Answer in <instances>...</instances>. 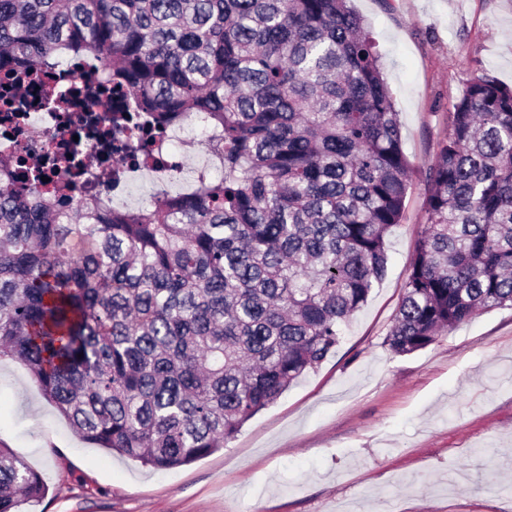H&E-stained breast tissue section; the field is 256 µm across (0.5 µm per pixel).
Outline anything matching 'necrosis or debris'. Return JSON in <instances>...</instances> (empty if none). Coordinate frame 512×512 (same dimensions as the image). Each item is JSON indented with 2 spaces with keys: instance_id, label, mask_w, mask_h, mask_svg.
I'll list each match as a JSON object with an SVG mask.
<instances>
[{
  "instance_id": "obj_1",
  "label": "necrosis or debris",
  "mask_w": 512,
  "mask_h": 512,
  "mask_svg": "<svg viewBox=\"0 0 512 512\" xmlns=\"http://www.w3.org/2000/svg\"><path fill=\"white\" fill-rule=\"evenodd\" d=\"M57 92L75 94L81 90L88 78H95L102 84H109V77L102 71L94 70L89 61L69 57L52 66ZM62 106L51 103L33 107L22 113L18 125H0V153L12 161L38 164L48 173L61 174L67 168L71 151H79L84 159L87 173L84 179L72 186L70 194L84 198L93 194L104 200L108 206L121 207L132 180L141 179L150 183L154 191L167 190L170 185L181 183L195 185L200 166L188 163L178 148L184 134L194 119L186 117L164 129L158 138L155 161L134 165L119 163L111 149L103 148L85 138V129L79 121V109H72V123H62Z\"/></svg>"
}]
</instances>
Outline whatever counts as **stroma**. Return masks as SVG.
<instances>
[{
  "mask_svg": "<svg viewBox=\"0 0 512 512\" xmlns=\"http://www.w3.org/2000/svg\"><path fill=\"white\" fill-rule=\"evenodd\" d=\"M381 57L413 173L385 277L335 352L224 448L156 470L75 435L0 360V445L48 486L24 512H512V308L427 348L385 343L426 222L428 172L469 80L512 84V0H352Z\"/></svg>",
  "mask_w": 512,
  "mask_h": 512,
  "instance_id": "stroma-1",
  "label": "stroma"
}]
</instances>
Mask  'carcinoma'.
<instances>
[{"label":"carcinoma","instance_id":"1","mask_svg":"<svg viewBox=\"0 0 512 512\" xmlns=\"http://www.w3.org/2000/svg\"><path fill=\"white\" fill-rule=\"evenodd\" d=\"M84 56L142 141L187 115L224 171L147 206L73 201L30 166L0 182V359L86 442L157 470L224 447L339 345L385 276L412 165L349 0H0V123L34 66ZM385 343L396 355L512 307V87L475 76L448 112ZM0 448V512L45 497Z\"/></svg>","mask_w":512,"mask_h":512}]
</instances>
